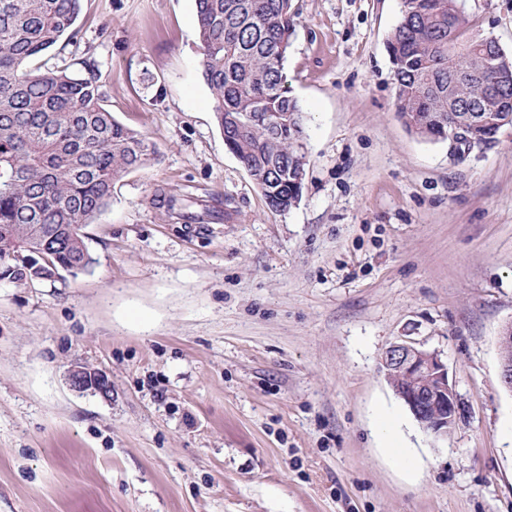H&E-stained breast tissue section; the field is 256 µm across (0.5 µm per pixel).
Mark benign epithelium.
I'll use <instances>...</instances> for the list:
<instances>
[{
  "label": "benign epithelium",
  "instance_id": "7a95c632",
  "mask_svg": "<svg viewBox=\"0 0 512 512\" xmlns=\"http://www.w3.org/2000/svg\"><path fill=\"white\" fill-rule=\"evenodd\" d=\"M449 149L461 152L469 146L467 124L452 127L446 137ZM380 369L394 394L406 405L421 428L435 437H446L456 426L461 404L448 368L438 353L418 348L405 339L393 342L383 352ZM69 386L112 399V382L99 370L77 367L68 371Z\"/></svg>",
  "mask_w": 512,
  "mask_h": 512
}]
</instances>
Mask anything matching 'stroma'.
<instances>
[{
	"label": "stroma",
	"instance_id": "35a3bbf8",
	"mask_svg": "<svg viewBox=\"0 0 512 512\" xmlns=\"http://www.w3.org/2000/svg\"><path fill=\"white\" fill-rule=\"evenodd\" d=\"M293 5L307 164L284 211L215 124L196 0H82L77 36L41 55L95 76L156 158L86 225L90 272L0 281V512H512V128L461 156L408 130L387 48L402 0ZM463 5L512 54V0ZM170 192L228 217L182 223ZM400 338L448 367V437L379 369ZM78 366L111 399L72 390ZM512 325L509 324L503 328L499 336V347L506 346L501 350V357L503 359H512ZM500 360L499 378L504 388L512 392V362ZM67 376L69 386L77 392L96 393L107 400L112 397V382L103 371L77 367L69 370Z\"/></svg>",
	"mask_w": 512,
	"mask_h": 512
}]
</instances>
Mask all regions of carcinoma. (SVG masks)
<instances>
[{"label": "carcinoma", "mask_w": 512, "mask_h": 512, "mask_svg": "<svg viewBox=\"0 0 512 512\" xmlns=\"http://www.w3.org/2000/svg\"><path fill=\"white\" fill-rule=\"evenodd\" d=\"M82 0H0V280L76 275L94 264L82 228L124 174L155 147L102 104L94 77L35 59L73 30ZM388 38L400 117L439 141L466 117L475 146L512 117V55L474 31L459 0H411ZM201 75L228 149L267 204L294 206L306 151L303 113L283 74L294 33L292 0H196ZM466 52L487 76L455 82ZM466 111H448V87Z\"/></svg>", "instance_id": "1"}]
</instances>
